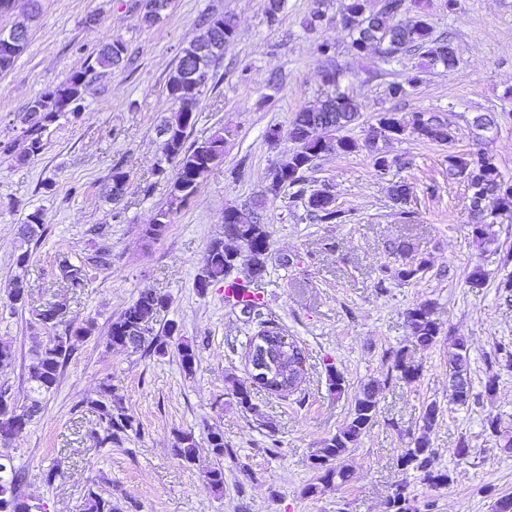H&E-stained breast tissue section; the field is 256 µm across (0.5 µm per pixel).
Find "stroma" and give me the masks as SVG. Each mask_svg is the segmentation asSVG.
Masks as SVG:
<instances>
[{"label": "stroma", "instance_id": "stroma-1", "mask_svg": "<svg viewBox=\"0 0 512 512\" xmlns=\"http://www.w3.org/2000/svg\"><path fill=\"white\" fill-rule=\"evenodd\" d=\"M343 0H286L278 24L267 21L266 0H172L164 18L147 28L136 0H40L29 22V41L14 66L0 72V338L12 341L15 357L0 367V387L18 403L30 393L28 367L49 337L64 334L65 322L41 324L36 314L62 306L67 320H90L95 330L76 344L59 369L55 388L43 395L41 414L9 447L25 476L23 491L35 512H85L89 492L111 499L117 512H385L392 486L408 479L418 512H491L498 497L512 496V452L500 448L487 429L497 418L512 435V369L497 358L498 344L512 342V302L498 288L512 250V218H499L495 241L471 234L466 182L450 175L448 158L482 150L512 180V0H427L435 35L451 36L457 65L420 73L422 57L411 51L392 63L378 54L353 55L339 24ZM321 7V28L306 19ZM232 15L237 37L224 47L193 109L187 144L223 131L224 158L201 179L190 201L174 210L166 232L145 234L168 203V179L155 172L162 155L158 128L174 104L167 81L178 57L197 34L200 14ZM99 19L87 26L86 15ZM115 39L127 46L130 62L95 81L81 110L49 125L44 148L23 157L20 117L26 104L64 82L86 64L88 54ZM336 44L320 55L322 40ZM341 67L340 88L358 105L345 136L364 140L380 113L415 111L445 120L453 138L437 143L408 134L381 143L404 160L387 177L377 175L368 150L319 157L303 180L280 196H263L282 157L295 148L288 129L299 111L328 92L322 71ZM280 79L270 82L271 72ZM410 86L401 101L389 97L390 83ZM491 118L488 128L477 117ZM278 138H268L269 130ZM127 174L121 197L110 199L113 167ZM409 185L412 220L389 198L391 182ZM326 189L344 214L340 224L310 218L305 202ZM263 198L269 232L267 272L257 288L265 314L306 355V375L292 394L261 386L252 390L253 411L240 409L232 380L248 379L254 317L224 300L217 283L198 294L195 281L211 242L224 236V211L247 208ZM42 210V237L24 241L19 227ZM412 244L426 262L417 278L391 277L399 263L392 246ZM108 250V264L94 256ZM28 252L25 267L16 258ZM83 267L84 284L74 288L60 274L62 262ZM482 270L485 283L467 279ZM28 284L24 307L10 305L14 277ZM157 291L169 304L152 322L163 336L176 323L179 336L164 353H132L112 347L113 320L144 291ZM430 302L441 326L437 342L415 346L406 313ZM468 350L471 397L451 398L448 356L456 337ZM194 343L198 367L186 375L178 339ZM419 373L413 381L393 370L398 350ZM344 378L342 393L329 388L326 368ZM496 388L486 392L488 377ZM381 387L373 425L340 461L346 483L318 485L313 452L345 424L362 386ZM140 423L138 434L100 445L99 419L88 402L103 382ZM439 408L429 432L437 468L448 485L431 487L402 476L396 456L417 432L428 404ZM224 434V456L205 452L209 432ZM193 433L203 450L186 464L173 453L175 434ZM467 445L468 458L457 450ZM224 468V489L205 480ZM55 480H47L49 471Z\"/></svg>", "mask_w": 512, "mask_h": 512}]
</instances>
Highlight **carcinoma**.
Returning a JSON list of instances; mask_svg holds the SVG:
<instances>
[{"mask_svg": "<svg viewBox=\"0 0 512 512\" xmlns=\"http://www.w3.org/2000/svg\"><path fill=\"white\" fill-rule=\"evenodd\" d=\"M162 0H146L145 11L140 17L144 25L151 26L159 22L164 14L157 4ZM407 0H381L378 9L369 6V0H345L341 14V27L350 37V48L356 55L373 48L379 52L384 61L395 59L405 51L420 50L428 66L441 65L448 70L456 67L457 61L451 39L446 36H433V28L427 16L418 15L408 23L398 20L406 9ZM199 34L184 47L174 70L171 72L167 91L171 100L179 104L177 111L163 121L165 139L162 163L157 165L159 174L166 172L163 164L173 167L174 174L169 180L170 205L182 206L195 193L198 183L209 169L224 157V132L218 130L210 139L194 146L185 147L187 130L193 121V107L196 96L192 91L204 85L209 78L212 63L222 56L207 50L213 45H224L237 36L234 18L222 13L210 12L201 15L197 21ZM21 34L13 42H0V71L10 69L16 58L28 44V29L20 26ZM128 62L126 44L116 39L103 45L82 71L73 73L65 82L50 88L30 101L24 109L21 123L28 134L26 155H35L43 149V133L56 118L63 113L61 106L70 104L69 111L75 113L80 109L83 90L98 76L100 69L119 68ZM343 71L336 67L323 73L325 85L335 88L313 108L298 112L288 130L291 140L299 147L288 153L280 161L271 182L264 188L265 194L277 196L286 188L293 186L304 178L314 161L324 154L340 152L351 154L367 149L374 154V167L377 173L386 175L398 165V160L388 157L377 147L380 140L398 139L409 132L423 139L445 143L451 139L448 123L435 115L414 112L406 118L397 112H385L378 119V127L371 131L364 143L338 132L349 125L358 115L357 105L352 97L339 90ZM449 171L467 182L473 195L494 198L500 215L512 214V195L497 194L498 187L505 183L498 168L486 153L478 150L461 155L448 156ZM305 207L309 215L325 224H339L342 211L336 208L330 194L312 193ZM224 214L233 218L228 225L232 242L249 245L250 261L258 277H263L267 270L269 235L265 224L257 221V207L244 209L228 208ZM171 209L159 211L154 223L145 230L149 238H158L164 234L170 223ZM45 232L44 214L35 210L27 216L22 233L35 237ZM393 254L402 257V263L394 269V277L410 280L424 269V261L410 257V247L398 243L392 247ZM235 248L224 240L213 241L204 258L202 272L196 280L198 293L204 294L214 284L222 282L224 287L232 288L234 284L224 282L226 265L230 263ZM165 295L153 292L141 293L124 311L112 321L110 343L124 349L140 350L147 343V338L139 335L143 328H150L157 313L168 305ZM407 321L417 346L428 348L437 342L440 326L433 318V307L428 302L414 305L407 312ZM263 332L269 334V359L283 375V380L267 382L263 387L273 392H288L295 386L284 376V366L295 364V370L305 375V357L302 348L292 337L282 341L283 334L274 327L265 324ZM94 323L89 320L68 322L63 336H52L41 349L29 367V380L32 392L28 404L19 406L5 391H0V435L17 433L25 428L40 412L41 402L37 396L49 392L58 381L61 364L69 358L76 342L92 336ZM455 352L449 365V377L454 398L466 403L470 393L462 394L459 383L468 381L467 345L464 339L454 342ZM180 364L187 375L196 372L198 354L196 345L188 341L177 344ZM393 368L402 379L410 382L417 377L418 368L407 362V355L399 350L396 353ZM380 387L373 382L365 384L355 398L346 424L331 438L323 441V446L312 455V465L319 473V480L330 483L338 480L342 483L349 478L348 473L338 466V461L354 445L359 437L373 424L377 413ZM237 405L245 411L253 410L251 388L244 383H237L233 388ZM90 409L103 424L104 435L100 444H118L122 438L138 434L140 423L126 413L121 401L112 393V385L102 384L98 398L88 401ZM421 432L414 435L408 447L400 449L397 454V467L404 473L414 471L420 479L433 487L448 484L450 475L435 465V453L431 448L428 432L437 421V406H426L422 417ZM174 455L188 464L196 461L200 451L198 442L191 432L176 435ZM24 476L18 471L7 456L0 461V512H31V506L21 493ZM86 512H112V501L103 498L95 491H89ZM389 512H415L414 495L410 484L401 481L394 486Z\"/></svg>", "mask_w": 512, "mask_h": 512, "instance_id": "carcinoma-1", "label": "carcinoma"}]
</instances>
